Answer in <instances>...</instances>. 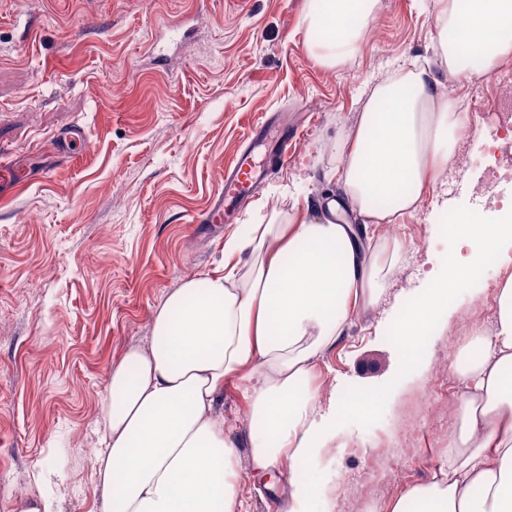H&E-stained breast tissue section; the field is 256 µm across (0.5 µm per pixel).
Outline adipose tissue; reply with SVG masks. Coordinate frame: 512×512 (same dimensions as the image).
<instances>
[{"label":"adipose tissue","mask_w":512,"mask_h":512,"mask_svg":"<svg viewBox=\"0 0 512 512\" xmlns=\"http://www.w3.org/2000/svg\"><path fill=\"white\" fill-rule=\"evenodd\" d=\"M378 0H306L303 23L318 62L333 68L359 49ZM439 64L453 76L488 71L512 53V0H433ZM465 128L456 100L432 71L375 86L340 153L342 195L328 217L251 224L224 242V261L167 293L149 344L113 362L101 402L102 443L94 459L102 512H248L244 486L276 477L284 461L312 466L338 422L374 410L345 401L325 418L320 359L352 317L376 305L408 243L372 242L371 225L415 212L446 171ZM358 212L341 222L340 206ZM447 261L415 298L397 302L398 371L423 339L447 323L469 271L512 264V222L447 227ZM467 364L448 370L459 391L448 405L445 450L430 478L370 512H512V275L498 286L491 328L472 327ZM240 392L256 429L241 459L235 426L222 413L225 388ZM322 485L291 480L285 512H333Z\"/></svg>","instance_id":"ef3b65f1"}]
</instances>
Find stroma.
I'll list each match as a JSON object with an SVG mask.
<instances>
[{
  "label": "stroma",
  "instance_id": "35a3bbf8",
  "mask_svg": "<svg viewBox=\"0 0 512 512\" xmlns=\"http://www.w3.org/2000/svg\"><path fill=\"white\" fill-rule=\"evenodd\" d=\"M306 0H0V512L20 495L58 512H100L85 451L98 448L109 370L147 342L165 294L215 269L247 225L322 214L341 192L339 144L371 88L397 69L438 66L432 0H380L360 50L328 69L308 50ZM285 113L303 132L236 223L201 224L252 124ZM471 167L400 221L410 243L379 303L352 318L318 367L326 394L381 395L341 421L320 458L335 512H358L366 485L390 502L426 481L447 427L421 401L470 325L493 313L457 298L404 375L393 305L422 287L451 242L433 215L477 208L486 130L467 129Z\"/></svg>",
  "mask_w": 512,
  "mask_h": 512
}]
</instances>
